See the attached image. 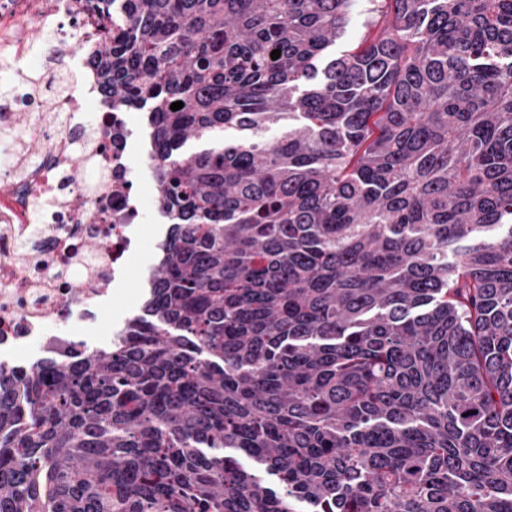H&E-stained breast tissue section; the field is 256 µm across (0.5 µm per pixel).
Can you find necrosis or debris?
Instances as JSON below:
<instances>
[{
	"mask_svg": "<svg viewBox=\"0 0 512 512\" xmlns=\"http://www.w3.org/2000/svg\"><path fill=\"white\" fill-rule=\"evenodd\" d=\"M108 26L93 0H0V370L20 351L98 326L130 285L154 216L140 193L154 162L133 112H87L107 90L90 51ZM84 50L72 53L65 40ZM79 81L62 93L26 88V61L47 43Z\"/></svg>",
	"mask_w": 512,
	"mask_h": 512,
	"instance_id": "obj_1",
	"label": "necrosis or debris"
}]
</instances>
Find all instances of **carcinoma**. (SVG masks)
I'll return each mask as SVG.
<instances>
[{"label": "carcinoma", "instance_id": "obj_1", "mask_svg": "<svg viewBox=\"0 0 512 512\" xmlns=\"http://www.w3.org/2000/svg\"><path fill=\"white\" fill-rule=\"evenodd\" d=\"M113 2L172 235L0 375V512H512V0ZM367 8L366 0H359L358 4L352 12V17L347 26L344 36L336 41V45L332 46L329 50L331 54L336 56L342 54V52L349 50L356 46L363 32V25L366 19L365 9Z\"/></svg>", "mask_w": 512, "mask_h": 512}]
</instances>
